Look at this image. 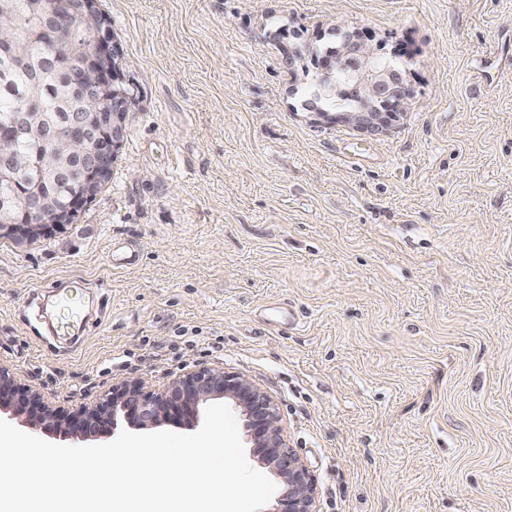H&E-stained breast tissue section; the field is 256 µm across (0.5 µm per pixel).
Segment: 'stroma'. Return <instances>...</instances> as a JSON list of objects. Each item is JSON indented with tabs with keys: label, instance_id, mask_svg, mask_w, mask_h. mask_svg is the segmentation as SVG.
I'll return each instance as SVG.
<instances>
[{
	"label": "stroma",
	"instance_id": "stroma-1",
	"mask_svg": "<svg viewBox=\"0 0 512 512\" xmlns=\"http://www.w3.org/2000/svg\"><path fill=\"white\" fill-rule=\"evenodd\" d=\"M101 7L136 102L77 223L0 238V367L71 414L221 367L277 403L317 512H512V0ZM337 24L408 49L388 134L315 122L271 41ZM72 278L102 311L66 351L36 294Z\"/></svg>",
	"mask_w": 512,
	"mask_h": 512
}]
</instances>
